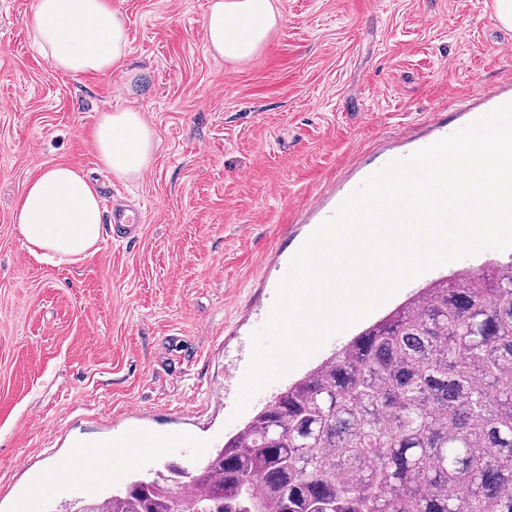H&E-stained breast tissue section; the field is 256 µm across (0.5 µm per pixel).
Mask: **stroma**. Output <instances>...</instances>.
I'll list each match as a JSON object with an SVG mask.
<instances>
[{
	"label": "stroma",
	"instance_id": "35a3bbf8",
	"mask_svg": "<svg viewBox=\"0 0 512 512\" xmlns=\"http://www.w3.org/2000/svg\"><path fill=\"white\" fill-rule=\"evenodd\" d=\"M34 0H0V512L30 499L32 472L84 444L182 434L181 448L135 444L120 489L174 462L194 468L267 401L339 350L346 330L242 414L234 408L279 281L316 227L313 197L335 206L367 175L479 117L457 106L512 83L489 0H279L280 26L237 65L209 51L210 0H112L128 30L122 69L55 70L26 25ZM156 132L142 178L99 163L92 130L114 107ZM65 164L140 203L130 241L104 226L85 255L36 258L13 222L28 180ZM512 252L486 249L435 267L412 289Z\"/></svg>",
	"mask_w": 512,
	"mask_h": 512
}]
</instances>
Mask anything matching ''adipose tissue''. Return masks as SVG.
Returning <instances> with one entry per match:
<instances>
[{
	"label": "adipose tissue",
	"instance_id": "1",
	"mask_svg": "<svg viewBox=\"0 0 512 512\" xmlns=\"http://www.w3.org/2000/svg\"><path fill=\"white\" fill-rule=\"evenodd\" d=\"M275 0H212L204 20L209 50L236 62L257 56L278 25ZM27 24L51 66L71 74L102 75L123 65L128 34L110 0H35ZM97 157L115 178H139L154 161L157 141L140 112L115 107L93 131ZM30 253L61 264L88 252L102 233L99 197L76 168L41 169L14 212Z\"/></svg>",
	"mask_w": 512,
	"mask_h": 512
}]
</instances>
